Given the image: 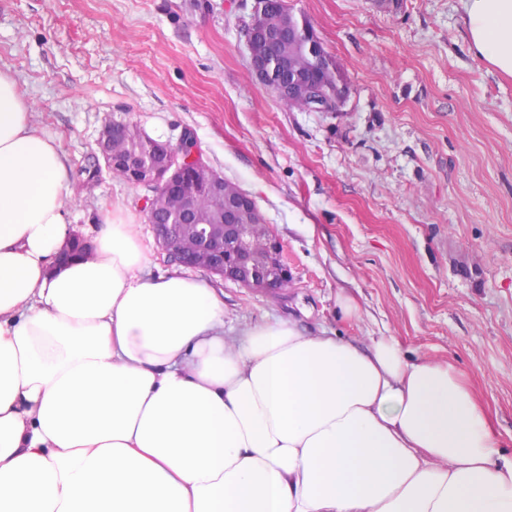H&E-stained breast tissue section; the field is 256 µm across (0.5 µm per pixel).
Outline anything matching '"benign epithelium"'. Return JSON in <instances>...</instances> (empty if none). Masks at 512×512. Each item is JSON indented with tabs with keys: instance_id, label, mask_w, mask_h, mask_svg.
<instances>
[{
	"instance_id": "obj_1",
	"label": "benign epithelium",
	"mask_w": 512,
	"mask_h": 512,
	"mask_svg": "<svg viewBox=\"0 0 512 512\" xmlns=\"http://www.w3.org/2000/svg\"><path fill=\"white\" fill-rule=\"evenodd\" d=\"M267 0H254L248 22L242 28L246 44L257 35L267 40L278 39L277 29L265 24L264 7ZM280 61L267 56H250L251 74L262 84L269 85L271 72ZM302 71L300 63H292L288 83L276 91L288 105L307 112H334L336 105L330 97L308 86H297V76ZM128 123L114 121L106 126L97 145L105 168L111 174H134V185L152 193L144 198L143 210L147 222L153 225L156 238L167 260L179 267L191 266L192 254L179 234L182 226H190V236L198 254L205 259L204 268L224 280L233 281L244 288L279 290L288 284L290 271L283 258L279 242L271 240L262 253L251 243L250 224L239 220L242 212L250 210L256 222H264L255 201L245 192L224 206L222 213L211 220L200 218L197 209L196 189L185 182V172L190 170L205 179L208 189L217 197L224 196V177L211 169L201 154L189 144L194 141L191 132L184 133L176 144L149 139L150 151L135 157L120 156L107 149V144L124 137ZM168 193L180 195L179 213L167 215L154 205L157 198Z\"/></svg>"
}]
</instances>
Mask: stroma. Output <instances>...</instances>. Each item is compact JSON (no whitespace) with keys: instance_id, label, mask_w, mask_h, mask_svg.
Here are the masks:
<instances>
[{"instance_id":"obj_1","label":"stroma","mask_w":512,"mask_h":512,"mask_svg":"<svg viewBox=\"0 0 512 512\" xmlns=\"http://www.w3.org/2000/svg\"><path fill=\"white\" fill-rule=\"evenodd\" d=\"M287 2L348 79L339 111L288 106L252 76L251 0H0V71L65 153L69 219L87 234L109 208L154 237L144 189L97 154L113 120L174 143L191 131L254 198L291 278L273 293L215 279L227 341L288 316L393 338L450 362L511 456L512 77L470 52L458 0Z\"/></svg>"}]
</instances>
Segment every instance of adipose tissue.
I'll list each match as a JSON object with an SVG mask.
<instances>
[{"instance_id":"1","label":"adipose tissue","mask_w":512,"mask_h":512,"mask_svg":"<svg viewBox=\"0 0 512 512\" xmlns=\"http://www.w3.org/2000/svg\"><path fill=\"white\" fill-rule=\"evenodd\" d=\"M512 76V0H460ZM0 72V512H512V457L453 366L293 319L224 338V292L144 275L105 215L62 264L69 167Z\"/></svg>"}]
</instances>
